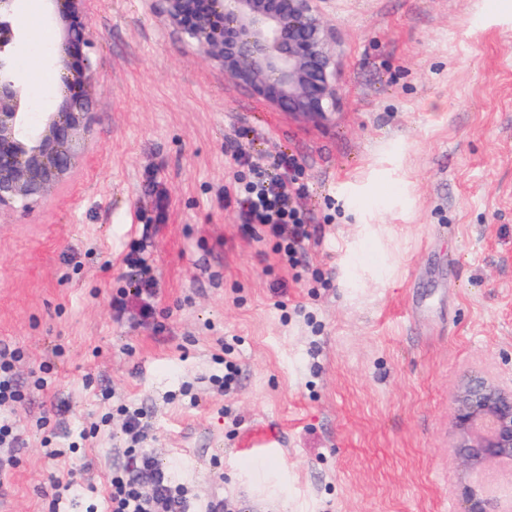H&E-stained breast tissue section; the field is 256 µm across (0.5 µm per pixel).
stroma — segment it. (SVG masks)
I'll use <instances>...</instances> for the list:
<instances>
[{
	"mask_svg": "<svg viewBox=\"0 0 512 512\" xmlns=\"http://www.w3.org/2000/svg\"><path fill=\"white\" fill-rule=\"evenodd\" d=\"M30 4L17 67L45 109L46 5ZM88 7L86 147L67 184L0 218V346L23 350L29 389L0 409L20 435L0 512L104 507L121 403L146 411L144 445L192 512H462L453 394L477 371L512 382V0H323L338 38L323 122L225 79L146 0ZM249 146L301 166L319 238L302 278L226 197ZM141 237L149 319L112 304Z\"/></svg>",
	"mask_w": 512,
	"mask_h": 512,
	"instance_id": "stroma-1",
	"label": "stroma"
}]
</instances>
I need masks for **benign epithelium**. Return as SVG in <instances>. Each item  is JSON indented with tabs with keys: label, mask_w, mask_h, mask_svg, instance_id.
Segmentation results:
<instances>
[{
	"label": "benign epithelium",
	"mask_w": 512,
	"mask_h": 512,
	"mask_svg": "<svg viewBox=\"0 0 512 512\" xmlns=\"http://www.w3.org/2000/svg\"><path fill=\"white\" fill-rule=\"evenodd\" d=\"M21 0H0V215L32 210L71 173L73 147L86 129L94 73L88 0H46L59 38L48 55L55 108L35 103L17 71L24 38ZM181 38L224 69V76L282 112L326 120L336 110V31L320 0H147ZM454 448L470 474L512 463V383L484 372L453 397ZM463 512H512V493L489 480L463 487Z\"/></svg>",
	"instance_id": "obj_1"
}]
</instances>
